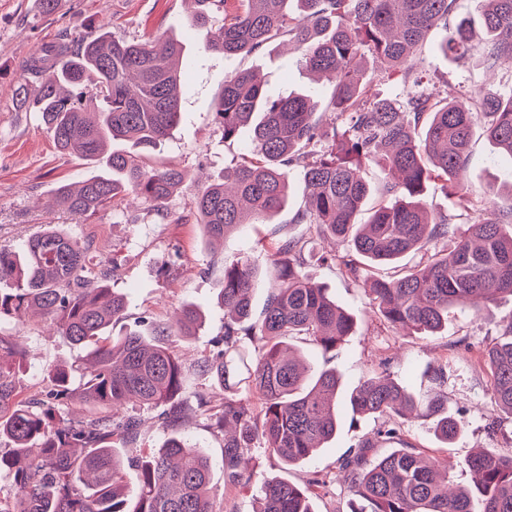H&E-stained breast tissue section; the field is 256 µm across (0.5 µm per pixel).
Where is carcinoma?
Here are the masks:
<instances>
[{
	"instance_id": "obj_1",
	"label": "carcinoma",
	"mask_w": 512,
	"mask_h": 512,
	"mask_svg": "<svg viewBox=\"0 0 512 512\" xmlns=\"http://www.w3.org/2000/svg\"><path fill=\"white\" fill-rule=\"evenodd\" d=\"M193 27L206 51L234 58L259 54L278 40L292 43L304 66L335 80L332 97L293 92L272 98L250 70L224 77L212 112L224 141L244 137L250 150L202 187L195 213L207 241L222 240L253 220L271 219L283 208L290 174L302 176L303 207L296 223L318 237H349L355 257L341 258L345 272L362 286L374 312L393 329L433 336L448 311L467 306L480 313L512 298V197L507 210L496 202L468 219L470 194L459 175L467 165L473 130L484 133L512 159V91L478 92L466 100L441 97L423 83L420 50L429 31L448 25L455 0H193ZM489 70L512 73V0H479ZM471 24L447 29L440 52L458 59L473 47ZM372 60L380 79L398 78L400 99L381 96L363 62ZM196 65L173 38L120 41L103 27L41 49L24 65L15 91L19 107L41 113L57 148L108 173L64 182L55 189L61 209L74 219L91 215L132 192L159 216L184 180L176 165L145 166L140 153L169 138L181 118V90ZM38 84L33 96L29 85ZM99 89L88 100L83 89ZM329 115L324 122L319 115ZM115 141L132 150H112ZM371 161L386 177V193L367 223H355L371 189L361 175ZM429 183L455 198L456 214L434 216L422 195ZM409 254L419 260L386 276L379 268ZM277 282L262 315L252 317L260 271L249 254L224 263L218 300L224 334L209 353L186 367L173 343L197 334L200 315L191 307L173 322H157L151 334L113 327L126 318L124 293L94 275L87 247L46 229L16 249H0V318L22 325L30 309L51 319L60 335L86 351L78 400L81 419L67 409L73 395L70 370H47L46 387L18 397L15 338L0 336V477L11 480L14 498L0 512H219L209 459L182 435L189 370L215 377L223 397H197L224 435V493L245 487L253 472V449L263 448L292 466L312 457L336 434L339 377L314 372L291 354L289 340L313 342L337 352L355 330L352 314L306 271L303 246L294 239L271 244ZM491 377V399L512 417V321L482 352ZM161 409L171 436L162 448L139 447L134 415L117 417L126 403ZM353 418H403L421 411L435 416L437 436L450 442L464 420L448 412L440 394L416 402L407 387L383 373L367 375L347 397ZM379 442L399 448L370 456L358 445L340 465L350 512H512V452L479 450L465 459L475 489L444 482L448 465L434 463L404 439L403 423L377 432ZM136 449L137 493L127 497L124 457L116 443ZM260 512H314L311 491L268 478Z\"/></svg>"
}]
</instances>
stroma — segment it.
Segmentation results:
<instances>
[{
	"label": "stroma",
	"instance_id": "1",
	"mask_svg": "<svg viewBox=\"0 0 512 512\" xmlns=\"http://www.w3.org/2000/svg\"><path fill=\"white\" fill-rule=\"evenodd\" d=\"M190 0H57L52 15H43L38 0H0V248L14 249L26 238L58 225L88 248L97 270L105 272L110 284L129 299L126 326L172 319L183 307L200 311L204 324L197 336L179 341L175 350L186 363L208 353L213 340L224 332V310L217 295L224 278V264L242 253H250L260 270L253 293V310L261 312L275 270L263 249L264 243L284 238L299 239L309 258V270L329 289L343 308L353 313L357 326L344 347L324 352L312 342L295 340L312 370H333L341 379L342 393L351 392L367 374H389L407 386L416 399L433 388L429 374L437 362L448 364V381L443 391L450 411L464 418L460 435L443 444L434 435L433 418H410L408 439L418 451L444 459L450 478L459 486H473L474 477L464 459L477 449L495 452L512 450V422L501 421L497 432L488 422L495 408L490 395V377L479 354L501 334L512 320V301L503 300L481 314L455 308L448 327L434 336L407 335L387 327L372 311L362 288L349 279L339 265L319 263L320 253H351L350 240L319 239L293 217L303 204L301 176L292 172L287 205L269 221L259 220L208 246L196 222L194 201L199 189L220 176L225 165L246 149L245 140L226 141L212 120V112L223 91L224 75L251 69L264 80L270 96L291 91L314 92L330 97L333 85L316 77L303 66L297 51L276 43L264 52L227 59L205 52L201 41L187 47L197 66L185 82L181 119L170 139L145 155L153 167L179 166L183 184L169 204L168 223L152 220L149 206L131 194L90 217L74 220L55 203L57 185L84 179L94 170L75 155L60 152L39 113L17 106L14 90L24 76L23 66L32 56L63 35L78 36L91 26L106 25L118 40L180 35L191 27ZM445 37L443 27L431 30L422 48L423 75L439 92L456 95L493 83L495 90L512 91V76L486 72L478 51L458 61L445 59L438 51ZM512 182V160L500 156L483 132H475L471 156L460 176L462 188L472 196V217L481 216L489 200L488 191ZM0 334L21 336L24 358L18 372L23 396L39 393L45 386L48 368L77 366L81 351L50 327L37 314L28 316L24 326L12 319L0 320ZM335 437L312 458L284 467L265 449H254L258 469L249 488L226 501V512H255L264 478L280 476L306 486L315 475L335 473L339 463L366 437L372 436L380 421L352 420L348 411L339 414ZM185 435L193 447L205 452L212 463V482L224 485V438L211 425L208 414L197 407L187 412Z\"/></svg>",
	"mask_w": 512,
	"mask_h": 512
}]
</instances>
